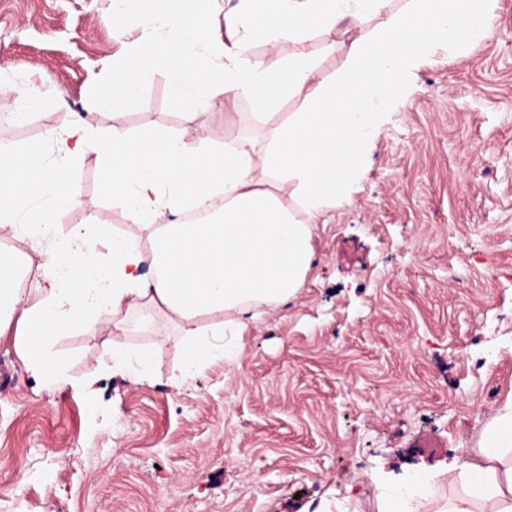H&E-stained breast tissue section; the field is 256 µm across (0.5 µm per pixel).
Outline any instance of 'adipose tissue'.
I'll return each instance as SVG.
<instances>
[{"label":"adipose tissue","mask_w":512,"mask_h":512,"mask_svg":"<svg viewBox=\"0 0 512 512\" xmlns=\"http://www.w3.org/2000/svg\"><path fill=\"white\" fill-rule=\"evenodd\" d=\"M238 10L160 11L152 39L133 48L114 71L113 96L130 78L157 69L172 73L197 111L248 99L258 123L284 97L300 111L269 128L262 140L239 135L230 143L190 146L185 133L160 128L131 133L94 130L79 121L48 129L43 144L0 147V234L29 243V252L0 255V337L14 345L36 376L59 370L63 359L32 348L33 336H56L99 325L127 332L132 318L151 326L167 312L182 326L185 352L166 377L177 387L218 358L235 359L252 311L288 303L303 288L313 260L311 226L348 198L377 114L401 93L409 71L445 40L464 45L482 38L493 0H239ZM227 41L218 43L217 30ZM327 51L343 49L337 76L316 83L303 48L311 32ZM297 44L296 53L270 62L251 53L254 42ZM94 156L130 223L145 237L100 224L91 233L58 237V212L77 205L66 186L68 168ZM263 180H256L255 171ZM223 196L206 220L184 224L187 208ZM106 255H99V248ZM35 272L23 292L20 273ZM448 495L396 503L380 492L378 512H512V405L486 427L473 458L448 473Z\"/></svg>","instance_id":"ef3b65f1"}]
</instances>
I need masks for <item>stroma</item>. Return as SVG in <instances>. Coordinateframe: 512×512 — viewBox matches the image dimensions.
<instances>
[{
	"label": "stroma",
	"mask_w": 512,
	"mask_h": 512,
	"mask_svg": "<svg viewBox=\"0 0 512 512\" xmlns=\"http://www.w3.org/2000/svg\"><path fill=\"white\" fill-rule=\"evenodd\" d=\"M112 0H0V81L50 78L26 109L0 93V144L41 143L87 120L103 130L180 131L189 104L171 76L143 73L86 114L89 81L140 43L150 15L132 8L118 40L101 23ZM249 102L202 114L221 142L250 122ZM78 207L57 233L109 224L136 233L94 158L68 182ZM298 297L262 308L240 359L173 388L184 332L166 315L127 335L100 327L52 337L58 379L26 371L0 338V512H377L387 486L475 455L512 401V0L485 36L441 44L408 78L369 140L351 200L313 226ZM155 377L112 371L128 348ZM95 392L74 387L91 371Z\"/></svg>",
	"instance_id": "1"
}]
</instances>
